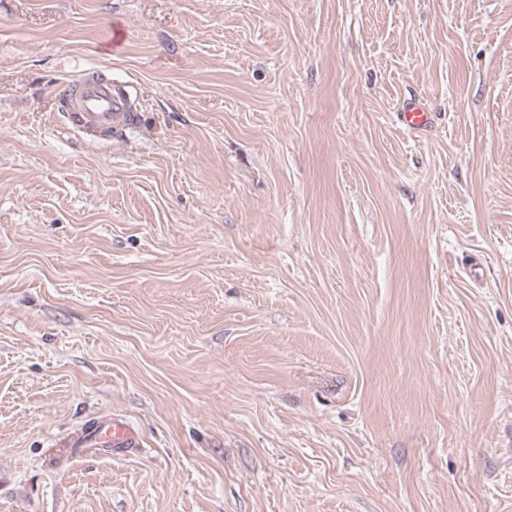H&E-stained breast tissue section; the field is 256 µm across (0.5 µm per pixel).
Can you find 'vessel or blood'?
Returning a JSON list of instances; mask_svg holds the SVG:
<instances>
[{
    "mask_svg": "<svg viewBox=\"0 0 512 512\" xmlns=\"http://www.w3.org/2000/svg\"><path fill=\"white\" fill-rule=\"evenodd\" d=\"M57 94L69 128L82 132L109 131L134 121L127 97L116 91L110 80L99 78L95 73H86L76 84H61ZM69 445L73 448L103 445L124 450L137 447L138 434L126 422L109 419L71 438Z\"/></svg>",
    "mask_w": 512,
    "mask_h": 512,
    "instance_id": "1",
    "label": "vessel or blood"
}]
</instances>
